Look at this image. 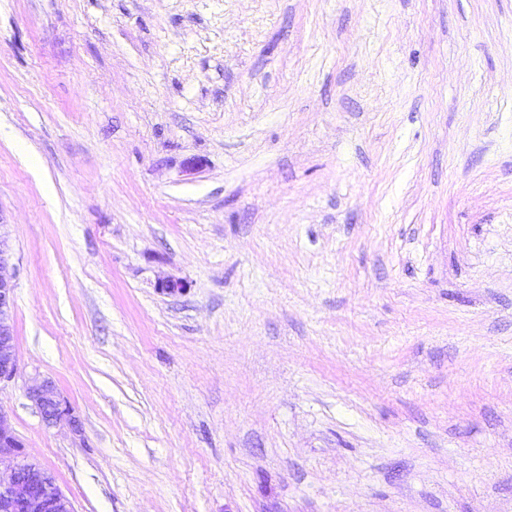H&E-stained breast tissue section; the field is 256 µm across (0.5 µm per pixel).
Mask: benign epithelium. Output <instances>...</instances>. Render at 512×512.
Masks as SVG:
<instances>
[{
    "instance_id": "7a95c632",
    "label": "benign epithelium",
    "mask_w": 512,
    "mask_h": 512,
    "mask_svg": "<svg viewBox=\"0 0 512 512\" xmlns=\"http://www.w3.org/2000/svg\"><path fill=\"white\" fill-rule=\"evenodd\" d=\"M14 282L11 271V247L0 234V384L16 376L18 357L12 319ZM28 398L38 408L48 426L65 423L78 433L79 420L64 405L53 382L36 381L27 389ZM23 444L6 413L0 410V512H73L71 501L56 483L45 481L41 467L22 461Z\"/></svg>"
}]
</instances>
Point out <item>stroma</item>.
<instances>
[{
  "label": "stroma",
  "mask_w": 512,
  "mask_h": 512,
  "mask_svg": "<svg viewBox=\"0 0 512 512\" xmlns=\"http://www.w3.org/2000/svg\"><path fill=\"white\" fill-rule=\"evenodd\" d=\"M0 232L74 512H512V0H0ZM28 398L38 408L47 426L66 423L74 432H80L81 425L64 405L52 381H35L27 389Z\"/></svg>",
  "instance_id": "35a3bbf8"
}]
</instances>
